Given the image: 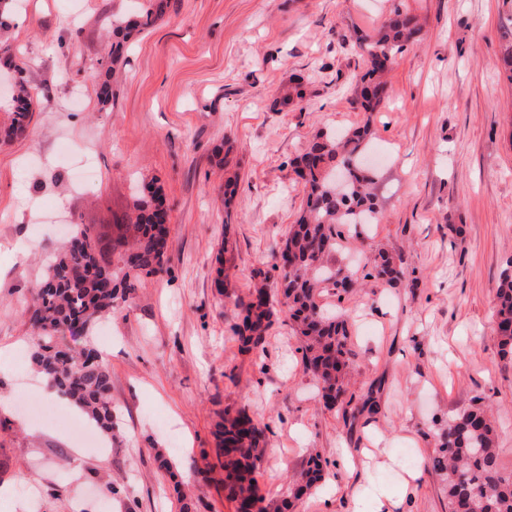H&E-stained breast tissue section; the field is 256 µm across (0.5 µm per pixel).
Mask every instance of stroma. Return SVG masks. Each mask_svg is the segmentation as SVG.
Listing matches in <instances>:
<instances>
[{"label":"stroma","mask_w":512,"mask_h":512,"mask_svg":"<svg viewBox=\"0 0 512 512\" xmlns=\"http://www.w3.org/2000/svg\"><path fill=\"white\" fill-rule=\"evenodd\" d=\"M137 6L24 0L7 31L34 112L28 136L0 145V348L14 350L11 371H0V491H10L0 512H181L187 498L195 512H235L215 453L228 405L267 427L256 473L266 499L287 494L308 449L320 452L339 493L304 497L295 512H370L373 492L398 493L409 468L418 477L404 512H448L431 460L449 419L472 407L487 410L512 471V365L492 323L512 259V82L500 63L512 0H171L107 67L112 16ZM397 7L422 30L367 112L354 89L366 68L357 39ZM294 84L302 98L275 107ZM364 124L381 162L382 214L346 228L330 264L352 286L319 300L349 323V417L317 397L287 318L248 352L230 326L258 274L273 276L305 205L293 159L316 134ZM227 135L239 150L223 167ZM86 151L97 175L82 186ZM230 169L239 179L228 211ZM153 180L169 215V272L86 331L112 374V436L95 448L31 411L48 396L21 310L63 226L111 236ZM381 250L402 262L398 286L366 275ZM368 399L376 413L362 410ZM108 471L119 494L99 481Z\"/></svg>","instance_id":"stroma-1"}]
</instances>
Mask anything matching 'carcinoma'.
<instances>
[{"instance_id": "obj_1", "label": "carcinoma", "mask_w": 512, "mask_h": 512, "mask_svg": "<svg viewBox=\"0 0 512 512\" xmlns=\"http://www.w3.org/2000/svg\"><path fill=\"white\" fill-rule=\"evenodd\" d=\"M170 0H143L141 7L112 20L108 57L119 63L133 32L163 17ZM416 15L395 8L374 38L366 44L365 72L356 79L361 106L375 109L385 91L386 62L419 33ZM13 73L8 120L0 124V141L23 135L33 114V98L23 68L11 45L0 40V72ZM368 127L316 135L293 161L301 179L306 205L275 256L277 287L283 297L276 309L269 288H255L252 299L240 305L232 331L247 351L259 348L278 312L291 321L301 336L305 368L316 381L318 394L330 408L345 394V375L351 360L347 320L317 303L324 284H337L329 258L336 252L342 228L349 224H375L382 203L375 175L361 167V146ZM165 210L161 188L148 183L137 197L120 236L103 240L85 224L74 225L75 247L62 246L48 264L47 274L34 289L26 309L38 322L30 352L37 371L51 388L79 406L105 434L112 433V374L99 351L89 345L70 347L60 334L76 335L102 313L121 310L129 294L141 283L166 271L169 225L161 222ZM402 275L393 258L381 253L368 276L393 286ZM495 332L502 361L512 364V259L501 272L497 288ZM222 458L224 490L235 503L255 512H268L264 498L252 484L266 447L265 428L244 409L226 407L216 433ZM443 446L433 458L442 477L448 512H512V472L499 463L496 433L484 410L468 409L454 416L442 436ZM324 466L317 454L309 456L307 469L292 480L288 496L275 512H294L296 502L312 493L322 480Z\"/></svg>"}]
</instances>
